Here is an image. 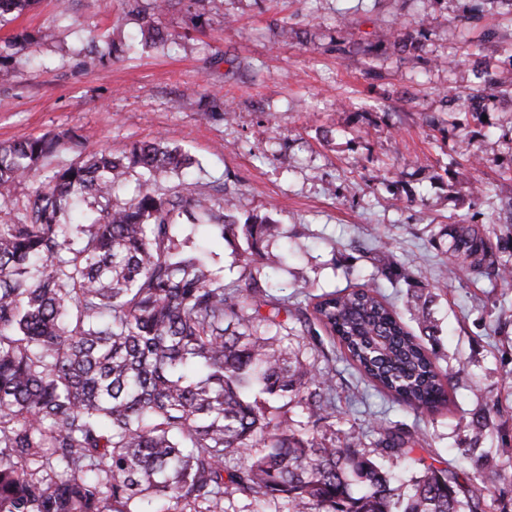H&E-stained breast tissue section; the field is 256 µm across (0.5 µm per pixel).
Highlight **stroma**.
<instances>
[{"label": "stroma", "instance_id": "obj_1", "mask_svg": "<svg viewBox=\"0 0 512 512\" xmlns=\"http://www.w3.org/2000/svg\"><path fill=\"white\" fill-rule=\"evenodd\" d=\"M469 0H199L161 18L165 46L117 54L85 66L91 39L118 42L139 30L124 0H55L0 21V40L19 31L50 39L0 59V143L75 132L46 169L78 153L122 154L132 143L164 138L202 166L200 190L235 196L237 221L251 214L282 224L287 294H320L371 283L372 256L388 242L414 279L388 288L405 310L408 297L436 277L438 232L461 215L485 223L512 201V99L489 103L484 124L445 121L442 93L472 79L470 45L484 40L493 64L512 65V11L495 7L466 22ZM423 34L417 55L397 36ZM234 117L225 120L221 105ZM471 138L489 162L464 155ZM493 183L472 200L470 184ZM440 365L452 403L416 412L365 393L346 362L336 361L340 435L385 420L429 437L428 455L461 471L471 421L488 413L481 446L494 471L491 512H512V286L461 279L435 300Z\"/></svg>", "mask_w": 512, "mask_h": 512}]
</instances>
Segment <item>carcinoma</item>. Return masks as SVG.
<instances>
[{"mask_svg": "<svg viewBox=\"0 0 512 512\" xmlns=\"http://www.w3.org/2000/svg\"><path fill=\"white\" fill-rule=\"evenodd\" d=\"M145 44L167 41L159 18L172 0H134ZM37 0H0V20ZM94 64L112 41L93 40ZM472 84L443 92L448 118L481 123L487 101L512 95L509 72L476 65ZM58 136L0 144V202L36 174ZM195 160L179 147L137 142L120 156L96 152L52 171L0 224V512H488L465 472L415 460L402 491L380 460L408 458L426 435L384 422L340 441L328 424L306 431L288 417L335 413L333 376L291 345L318 329L368 388L414 411L451 402L430 304L462 274L507 285L494 229L461 219L444 228L447 258L411 320L379 286L291 302L272 285L283 257L264 244L281 225L191 189ZM135 191L120 197L128 178ZM168 186H163V183ZM92 197L96 208L66 219ZM205 239L246 242L239 285L214 272ZM409 267L385 247L375 279L407 281ZM267 307L269 311L261 313ZM286 319H279L280 314ZM489 417L472 422L465 458L480 448Z\"/></svg>", "mask_w": 512, "mask_h": 512, "instance_id": "obj_1", "label": "carcinoma"}]
</instances>
